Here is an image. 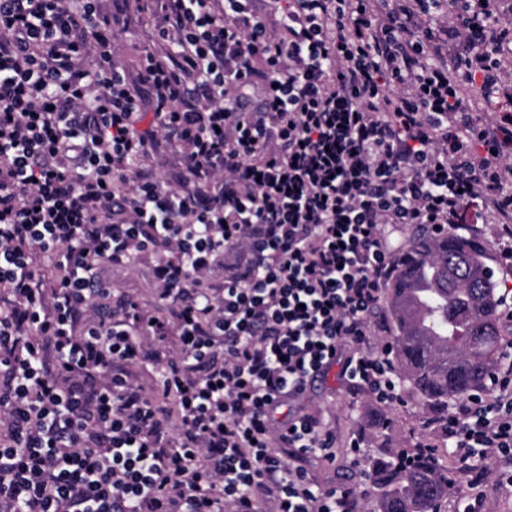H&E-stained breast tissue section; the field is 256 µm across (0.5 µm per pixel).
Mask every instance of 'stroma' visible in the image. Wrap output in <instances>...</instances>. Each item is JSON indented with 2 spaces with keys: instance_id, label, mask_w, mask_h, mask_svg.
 <instances>
[{
  "instance_id": "35a3bbf8",
  "label": "stroma",
  "mask_w": 512,
  "mask_h": 512,
  "mask_svg": "<svg viewBox=\"0 0 512 512\" xmlns=\"http://www.w3.org/2000/svg\"><path fill=\"white\" fill-rule=\"evenodd\" d=\"M100 8L114 17L112 40L118 49L117 64L130 80H137L144 51L152 40V22L141 17L136 0H100ZM101 276L112 288L136 297L143 308L164 313L150 261L132 267L105 264ZM300 404L318 412L336 434L335 462L311 456L302 459V467L322 487L350 489L358 502L356 512H378L380 490L372 478L377 463L386 461L395 449L413 448L440 438L433 413L416 405L408 391H401L398 401L380 406L366 390L341 379L335 368L308 384ZM361 426L366 429V446L356 459L348 442ZM474 496L480 499V512H512V498L502 494L492 481L476 491L456 484L441 502V512H458Z\"/></svg>"
}]
</instances>
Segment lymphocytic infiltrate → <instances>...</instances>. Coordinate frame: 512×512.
Masks as SVG:
<instances>
[{"mask_svg":"<svg viewBox=\"0 0 512 512\" xmlns=\"http://www.w3.org/2000/svg\"><path fill=\"white\" fill-rule=\"evenodd\" d=\"M139 9L137 92L99 0H0V512H352L281 454L334 433L275 415L337 363L398 399L368 349L386 225L495 224L512 267V0ZM161 134L174 187L144 169ZM145 255L169 316L100 275ZM492 385L439 426L512 492V362Z\"/></svg>","mask_w":512,"mask_h":512,"instance_id":"f902f5d3","label":"lymphocytic infiltrate"}]
</instances>
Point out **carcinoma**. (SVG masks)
Returning <instances> with one entry per match:
<instances>
[{"instance_id":"carcinoma-1","label":"carcinoma","mask_w":512,"mask_h":512,"mask_svg":"<svg viewBox=\"0 0 512 512\" xmlns=\"http://www.w3.org/2000/svg\"><path fill=\"white\" fill-rule=\"evenodd\" d=\"M487 245L452 231L414 235L391 284L399 377L421 407L448 411V402L490 389L501 364L497 280L487 267ZM379 512H438L448 496L440 464L386 467L380 477Z\"/></svg>"}]
</instances>
